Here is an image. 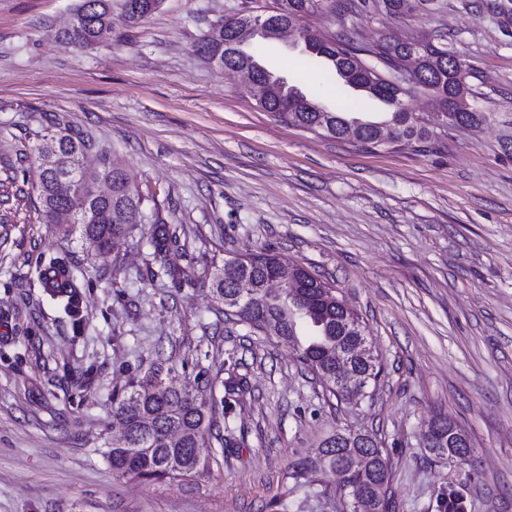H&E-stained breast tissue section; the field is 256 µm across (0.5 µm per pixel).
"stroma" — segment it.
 <instances>
[{"mask_svg":"<svg viewBox=\"0 0 512 512\" xmlns=\"http://www.w3.org/2000/svg\"><path fill=\"white\" fill-rule=\"evenodd\" d=\"M77 0H0V512H343L336 477L294 463L336 429L387 450L395 512H512V0H405L399 14H308L358 41L441 38L493 120L418 150H367L278 122L194 45L230 13L278 0H162L138 27L113 17L90 52L54 39ZM272 75L323 101L302 45L247 46ZM81 131L113 152L177 236L155 260L149 225L100 254L43 223L37 132ZM277 251L360 316L383 366L355 404L336 400L277 337L226 319L204 280L239 254ZM58 260L70 317L39 273ZM165 368L225 398L189 475H118L114 397ZM473 460L435 459L437 414Z\"/></svg>","mask_w":512,"mask_h":512,"instance_id":"1","label":"stroma"}]
</instances>
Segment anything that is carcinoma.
<instances>
[{"mask_svg":"<svg viewBox=\"0 0 512 512\" xmlns=\"http://www.w3.org/2000/svg\"><path fill=\"white\" fill-rule=\"evenodd\" d=\"M322 0H281L279 12L265 17L267 40H276L282 25L298 22L316 9ZM161 0H78L73 10V26L54 34L55 40L73 52L97 46L103 35L111 31L112 13L126 12L138 4L132 26L136 27L150 16ZM250 17L220 16L222 30L215 38H201L196 48L209 64L223 69L251 65L240 53L251 40ZM299 38L309 45V64L325 77L348 87L359 89L352 99L326 106L317 93L304 95L294 109L286 100L294 86L282 78L268 76L270 85L260 107L273 114L276 120L317 135L339 140L354 138L362 147H411L426 141H437L448 130L477 127L492 118V113L476 107L469 112L448 111V98L455 94L453 69L448 58L454 52L448 44L436 39L417 43L389 44L382 40L364 43L349 37H336L311 28L302 29ZM421 62V77L410 84H398L394 73L409 56ZM423 93L430 98L432 108L441 116L438 128L429 129L416 113L408 110L406 100ZM391 107L381 121L358 117L376 102ZM63 166L55 171H38L37 189L42 204V219L53 224L56 212L65 207L69 195L87 190L96 182L112 179V198L93 201L89 214L74 219L63 231L69 236L80 232L81 237L93 239L100 250H108L113 242L143 223L146 198L123 184L124 173L111 155L94 149L90 140L81 135H65L60 147ZM173 240L166 228L158 229L152 238L154 254L164 259L168 242ZM238 266L230 274L221 268L210 278L208 288L220 302L240 297L247 302L237 314L240 322L257 333L273 326L281 340L291 344L300 362L316 374L333 396L340 385L336 376L337 361L352 356L355 381L367 387L376 382L381 364L373 352L357 351L358 344L367 341L358 314L348 308L335 288L302 268L298 277L302 287L284 288L273 294L267 280L284 263L274 253H259L236 257ZM44 291L64 305L65 312L75 315L79 309V293L73 280L57 261L49 263L40 277ZM113 417L125 431L112 442L109 457L112 470L120 475L135 474L146 478H162L176 473H188L199 464L198 448L205 434L214 426L213 405L200 390L187 385L175 386L162 377L157 369L131 384L130 391L113 403ZM371 449L336 447L330 439L315 448V458L326 467L336 469L339 488L363 485L383 498L384 512H395L389 490V472L383 463L368 459Z\"/></svg>","mask_w":512,"mask_h":512,"instance_id":"carcinoma-1","label":"carcinoma"}]
</instances>
